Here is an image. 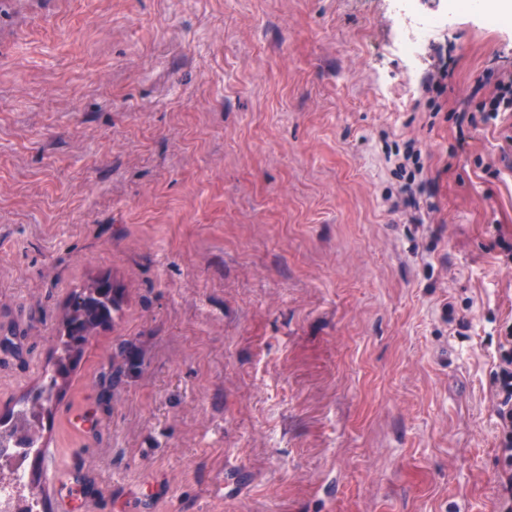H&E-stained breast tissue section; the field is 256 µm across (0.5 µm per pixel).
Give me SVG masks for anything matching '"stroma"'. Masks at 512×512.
I'll list each match as a JSON object with an SVG mask.
<instances>
[{"label": "stroma", "instance_id": "1", "mask_svg": "<svg viewBox=\"0 0 512 512\" xmlns=\"http://www.w3.org/2000/svg\"><path fill=\"white\" fill-rule=\"evenodd\" d=\"M494 12L414 0L411 66L388 0H0V415L122 295L40 423L79 512H496ZM444 23V19L440 16L424 17L419 23V27L415 34L412 36L402 38L398 44L397 49L408 61H415L420 51L425 44L429 34L434 28L439 27ZM97 283L80 288L75 291L68 303V312L65 318V340L61 338L63 353L58 356L53 364L61 367V380L65 382L70 375V364L72 352L81 354L82 346L88 341L92 331L112 319V309H116L118 301L112 288H108L101 294L97 288ZM104 297L99 300L94 293Z\"/></svg>", "mask_w": 512, "mask_h": 512}]
</instances>
